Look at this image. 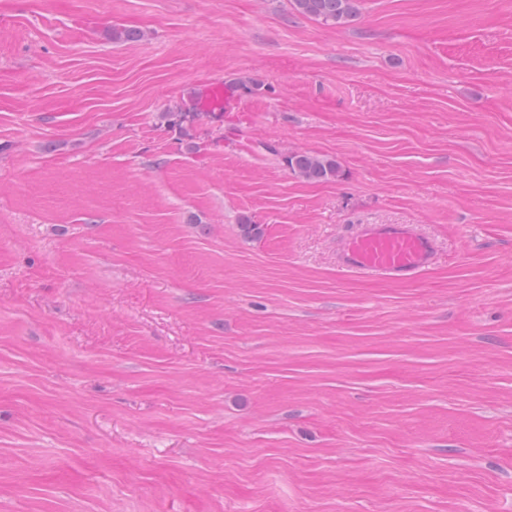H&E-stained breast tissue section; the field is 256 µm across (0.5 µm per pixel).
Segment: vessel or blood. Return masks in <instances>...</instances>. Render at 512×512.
Wrapping results in <instances>:
<instances>
[{
    "instance_id": "1",
    "label": "vessel or blood",
    "mask_w": 512,
    "mask_h": 512,
    "mask_svg": "<svg viewBox=\"0 0 512 512\" xmlns=\"http://www.w3.org/2000/svg\"><path fill=\"white\" fill-rule=\"evenodd\" d=\"M192 98L200 111L220 112L231 97L220 82L199 85ZM436 254L434 241L410 224H365L341 249L338 265L357 273L408 280L427 269Z\"/></svg>"
}]
</instances>
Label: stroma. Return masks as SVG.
I'll use <instances>...</instances> for the list:
<instances>
[{"label":"stroma","instance_id":"1","mask_svg":"<svg viewBox=\"0 0 512 512\" xmlns=\"http://www.w3.org/2000/svg\"><path fill=\"white\" fill-rule=\"evenodd\" d=\"M0 512H512V0H0ZM301 15L325 25L342 27L359 14V0H290ZM194 103L201 112H224L231 97L223 82H208L199 85L193 92ZM287 165L303 179L314 182L334 179L339 173L336 160L309 152L289 156ZM435 254L434 241L412 224H363L341 249L338 266L405 281L427 269Z\"/></svg>","mask_w":512,"mask_h":512}]
</instances>
